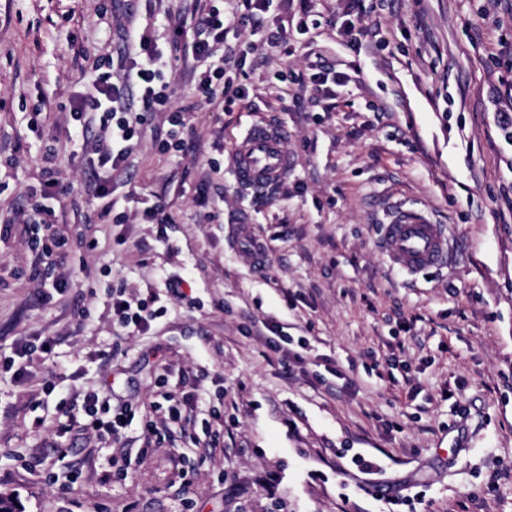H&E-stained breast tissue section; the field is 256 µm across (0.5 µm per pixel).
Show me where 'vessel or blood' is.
<instances>
[{
  "mask_svg": "<svg viewBox=\"0 0 512 512\" xmlns=\"http://www.w3.org/2000/svg\"><path fill=\"white\" fill-rule=\"evenodd\" d=\"M290 168L285 126L256 119L234 143L230 169L242 192L271 190L287 177ZM379 248L394 268L410 275L447 266L453 258L445 226L401 206L394 208L382 225Z\"/></svg>",
  "mask_w": 512,
  "mask_h": 512,
  "instance_id": "b4317fda",
  "label": "vessel or blood"
}]
</instances>
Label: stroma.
Instances as JSON below:
<instances>
[{
  "label": "stroma",
  "mask_w": 512,
  "mask_h": 512,
  "mask_svg": "<svg viewBox=\"0 0 512 512\" xmlns=\"http://www.w3.org/2000/svg\"><path fill=\"white\" fill-rule=\"evenodd\" d=\"M182 0H0V496L19 512H512V0H380L359 13L382 35L387 68L337 42L348 0H313L314 40L350 76L334 108L269 100L211 112L194 87L181 152H164L166 113L142 136L129 174H114L107 224L86 205L90 157L69 142L70 105L94 72L82 50L123 51L130 17ZM266 73L299 72L305 40L268 46L243 29ZM285 124L292 168L267 196L230 172L234 139L254 116ZM56 147L70 193L60 234L97 239L60 267L73 288L45 299L28 246V192ZM214 163L208 185L199 175ZM163 197L170 224L140 197ZM446 225L455 257L412 277L376 246L392 204ZM249 225L267 252L257 269L236 245ZM165 307L143 333L113 317L116 285ZM92 316L81 321L83 309ZM50 339L25 380L4 363ZM184 396L188 420L149 438L156 379ZM52 394H45L46 385ZM115 394L134 415L118 440L54 433L61 399ZM374 463L364 472L354 459ZM128 475L104 481L109 458Z\"/></svg>",
  "instance_id": "stroma-1"
}]
</instances>
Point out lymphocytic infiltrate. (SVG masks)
I'll list each match as a JSON object with an SVG mask.
<instances>
[{
  "instance_id": "f902f5d3",
  "label": "lymphocytic infiltrate",
  "mask_w": 512,
  "mask_h": 512,
  "mask_svg": "<svg viewBox=\"0 0 512 512\" xmlns=\"http://www.w3.org/2000/svg\"><path fill=\"white\" fill-rule=\"evenodd\" d=\"M273 5L274 0H244V9L239 12L224 10L216 0H192L191 6L180 12L167 48H159L147 28L133 23L123 30L127 51L114 58H94L95 78L75 99L70 115L75 136L82 143L90 144L94 153L92 163L101 172L88 189L99 216L107 217L112 213V175L128 168L134 141L143 133L148 114L164 112L168 115L170 130L162 142L163 148L177 151L184 148V115L194 111L195 106L175 103L174 73L187 75L209 111L220 112L225 105L248 102V91L227 79L226 74L231 70L243 71L248 65L258 66V59L250 58L245 49L231 57L218 55L217 49L230 30L245 26L255 31L262 29L263 16ZM275 78L281 83L291 82L301 92L315 87L326 99L335 98L337 88L346 86L349 81L347 73L321 57L310 62L305 73L290 78L279 72ZM133 93L140 103V111L135 115L130 114L128 108L129 96ZM45 160L40 197L29 213L30 223L38 229L37 236L30 240V247L43 268L44 277L50 279L53 288L60 289L66 282L56 276L55 271L69 253L68 240L56 234L52 218L55 203L61 202L70 189L57 180L52 167L53 155H46ZM110 308L130 334L148 329L163 315L162 309L133 300L122 288L111 292ZM82 406L86 431L101 439L120 436L128 405H120L115 410L109 400L87 394Z\"/></svg>"
}]
</instances>
